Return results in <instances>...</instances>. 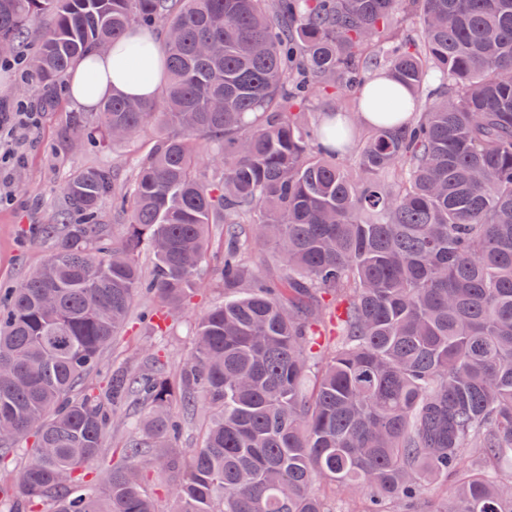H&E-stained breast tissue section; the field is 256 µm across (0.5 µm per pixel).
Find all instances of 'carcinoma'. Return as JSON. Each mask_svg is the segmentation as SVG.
I'll use <instances>...</instances> for the list:
<instances>
[{
	"label": "carcinoma",
	"instance_id": "carcinoma-1",
	"mask_svg": "<svg viewBox=\"0 0 512 512\" xmlns=\"http://www.w3.org/2000/svg\"><path fill=\"white\" fill-rule=\"evenodd\" d=\"M44 16L30 63L44 103L90 51L163 26L156 101L114 93L72 126L79 148L152 119L164 132L128 184L97 166L64 183L35 225L51 252L0 300V460L34 437L20 509L157 512L151 469L174 512H341L326 485L399 512L448 477L435 512H512L497 468L512 456V0H0V42L14 53ZM379 70L415 119L366 91ZM317 92L331 111L311 122ZM214 227L224 299L178 373L153 351L75 394L138 294L165 318L189 305ZM267 242L263 275L248 254ZM134 401L123 462L84 491ZM177 407L210 416L189 454Z\"/></svg>",
	"mask_w": 512,
	"mask_h": 512
}]
</instances>
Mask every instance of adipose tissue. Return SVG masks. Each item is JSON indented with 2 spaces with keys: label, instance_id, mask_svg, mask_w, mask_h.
<instances>
[{
  "label": "adipose tissue",
  "instance_id": "ef3b65f1",
  "mask_svg": "<svg viewBox=\"0 0 512 512\" xmlns=\"http://www.w3.org/2000/svg\"><path fill=\"white\" fill-rule=\"evenodd\" d=\"M139 31H129L116 47L108 54H91L87 66L77 67L73 72L69 89L72 98L80 105L92 108L98 105L104 97L110 96L114 91L151 101L155 95L156 87L163 78L164 57L162 47L157 41H150L145 54L131 56L128 46L141 41ZM93 67L97 74L94 86H86L85 69Z\"/></svg>",
  "mask_w": 512,
  "mask_h": 512
}]
</instances>
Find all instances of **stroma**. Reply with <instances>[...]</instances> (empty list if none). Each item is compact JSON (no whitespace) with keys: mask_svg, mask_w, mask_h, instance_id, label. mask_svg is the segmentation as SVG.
I'll use <instances>...</instances> for the list:
<instances>
[{"mask_svg":"<svg viewBox=\"0 0 512 512\" xmlns=\"http://www.w3.org/2000/svg\"><path fill=\"white\" fill-rule=\"evenodd\" d=\"M38 32V26L29 29L20 49L18 65L10 70L0 68V113L16 111L22 103L28 109H38L36 97L25 93L28 81L24 74V62L37 48ZM79 109V104L66 90H59L57 106L40 109L37 127L19 129L12 134L17 143V155L11 163L0 167V192L11 196L10 203L0 205V288L18 282L45 259L49 247L35 240L29 227L49 221L61 199V186L74 170L103 166L118 180H126L134 162L149 153L159 133L156 124L151 123L136 137L134 144L92 142L76 152L71 150L69 141L73 134L71 116ZM222 261L221 242L211 239L198 294L176 320L167 322L163 331H156L146 318L150 301L138 297L126 330L114 345L104 350L102 369L124 363L137 366L146 349L153 345L162 348L170 369H178L185 363L193 347L191 324L195 316L222 298L219 287ZM140 411V406L136 405L117 414L105 447L91 467L90 489H98L112 462L121 458L127 423Z\"/></svg>","mask_w":512,"mask_h":512,"instance_id":"stroma-1","label":"stroma"}]
</instances>
